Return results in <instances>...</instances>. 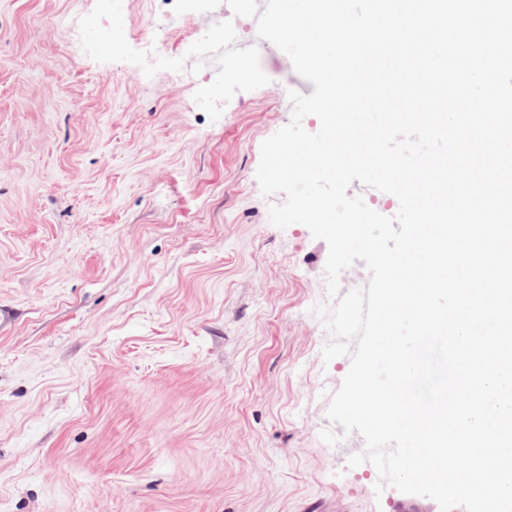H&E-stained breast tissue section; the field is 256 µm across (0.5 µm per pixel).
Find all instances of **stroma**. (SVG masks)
Here are the masks:
<instances>
[{
	"mask_svg": "<svg viewBox=\"0 0 512 512\" xmlns=\"http://www.w3.org/2000/svg\"><path fill=\"white\" fill-rule=\"evenodd\" d=\"M173 3L0 0V505L440 512L320 438L328 245L256 178L301 76L221 78Z\"/></svg>",
	"mask_w": 512,
	"mask_h": 512,
	"instance_id": "35a3bbf8",
	"label": "stroma"
}]
</instances>
